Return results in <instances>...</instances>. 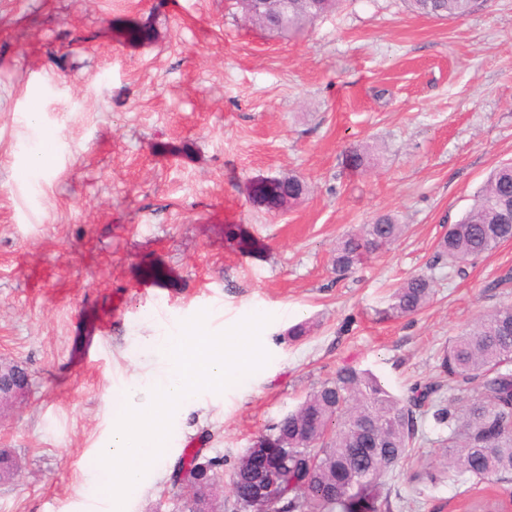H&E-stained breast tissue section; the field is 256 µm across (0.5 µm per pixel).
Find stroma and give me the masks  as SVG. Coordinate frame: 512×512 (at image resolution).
Listing matches in <instances>:
<instances>
[{"instance_id":"obj_1","label":"stroma","mask_w":512,"mask_h":512,"mask_svg":"<svg viewBox=\"0 0 512 512\" xmlns=\"http://www.w3.org/2000/svg\"><path fill=\"white\" fill-rule=\"evenodd\" d=\"M141 21L154 37L129 44ZM362 147L373 161L358 169ZM510 160L512 0L454 20L342 0L290 38L245 25L235 0H0V360L32 379L0 412V448L21 464L0 512H110L84 472L114 392L154 363L144 341L161 321L204 311L218 333L265 310L270 360L173 420L162 477L125 512H173L184 449L234 464L343 365L399 396L433 379L452 337L512 303V283L494 285L512 240L460 269L432 264ZM288 176L308 187L296 204L253 201L257 181ZM381 214L402 237L336 276L337 238ZM426 272L425 307L379 316ZM384 490L392 512H464L456 485L407 467Z\"/></svg>"}]
</instances>
